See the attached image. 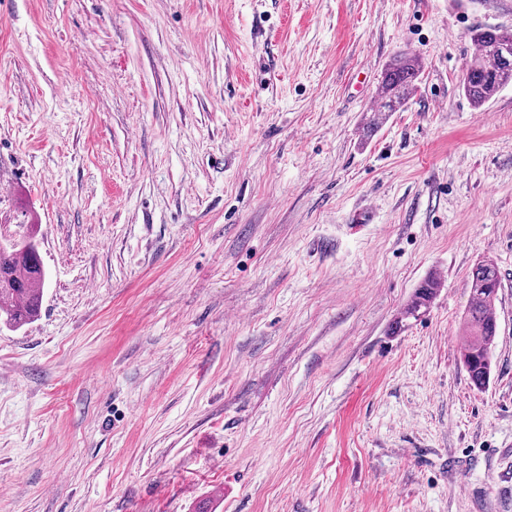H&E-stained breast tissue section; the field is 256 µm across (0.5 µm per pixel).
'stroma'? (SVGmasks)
I'll return each mask as SVG.
<instances>
[{
	"mask_svg": "<svg viewBox=\"0 0 512 512\" xmlns=\"http://www.w3.org/2000/svg\"><path fill=\"white\" fill-rule=\"evenodd\" d=\"M488 25L512 0H0V224L48 273L0 327V512H512V84L459 89ZM419 72L417 59L409 53L401 54L386 68L381 81L384 111L395 112L406 103L415 89ZM500 287V273L493 262L476 265L472 271L471 304L461 360L470 382L478 389L484 388L491 376L492 349L498 330L495 301ZM440 288L441 281L435 276H430L423 280L417 286L410 301L404 308L402 317L404 319H416L423 316L437 296Z\"/></svg>",
	"mask_w": 512,
	"mask_h": 512,
	"instance_id": "obj_1",
	"label": "stroma"
}]
</instances>
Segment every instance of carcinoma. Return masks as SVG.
Masks as SVG:
<instances>
[{"mask_svg":"<svg viewBox=\"0 0 512 512\" xmlns=\"http://www.w3.org/2000/svg\"><path fill=\"white\" fill-rule=\"evenodd\" d=\"M476 47L470 62L475 68L461 80L462 94L476 108L483 106L501 88L512 82V68L504 73L497 65L488 64L484 57L493 46V37L485 28L471 33ZM420 66L409 53L397 57L386 68L381 81L383 109L395 112L401 108L418 78ZM19 228L29 247H0V325L19 329L34 320L39 313L41 294L47 273L37 246L36 224H21ZM501 279L498 267L489 261L476 265L472 271L471 304L466 317V335L461 360L470 382L482 389L492 371V349L498 330L495 301ZM441 288V281L430 276L415 289L403 311V318H419L430 307Z\"/></svg>","mask_w":512,"mask_h":512,"instance_id":"carcinoma-1","label":"carcinoma"}]
</instances>
